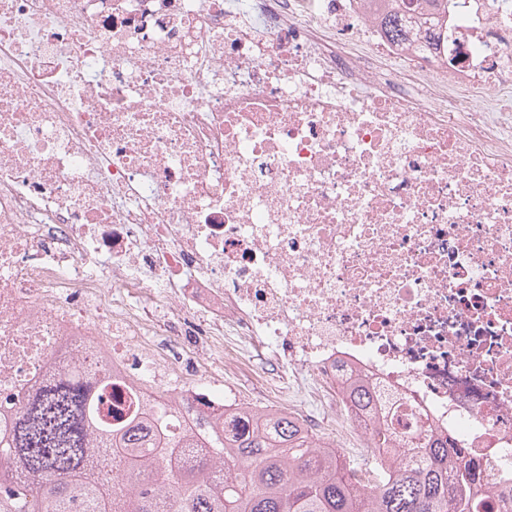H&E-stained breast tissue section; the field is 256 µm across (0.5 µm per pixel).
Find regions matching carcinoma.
<instances>
[{"mask_svg":"<svg viewBox=\"0 0 512 512\" xmlns=\"http://www.w3.org/2000/svg\"><path fill=\"white\" fill-rule=\"evenodd\" d=\"M423 23L436 30L459 14L462 0H430ZM384 34L404 31L398 14ZM92 389L67 379L29 402L0 449V483L17 467L37 480L30 491L0 494V512H491L474 499L476 465L458 460L448 439L428 433L396 473L374 489H358V467L338 452L323 453L298 420L281 416L249 428L231 419L230 439H213L212 454L183 473L168 469L169 454L149 447L146 426L129 419L112 428L96 411ZM131 491L108 499L98 484L112 477Z\"/></svg>","mask_w":512,"mask_h":512,"instance_id":"1","label":"carcinoma"}]
</instances>
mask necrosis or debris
<instances>
[{
    "label": "necrosis or debris",
    "instance_id": "necrosis-or-debris-1",
    "mask_svg": "<svg viewBox=\"0 0 512 512\" xmlns=\"http://www.w3.org/2000/svg\"><path fill=\"white\" fill-rule=\"evenodd\" d=\"M423 8L0 0L1 437L78 372L172 415L178 471L234 412L430 429L512 512V7L384 37Z\"/></svg>",
    "mask_w": 512,
    "mask_h": 512
}]
</instances>
